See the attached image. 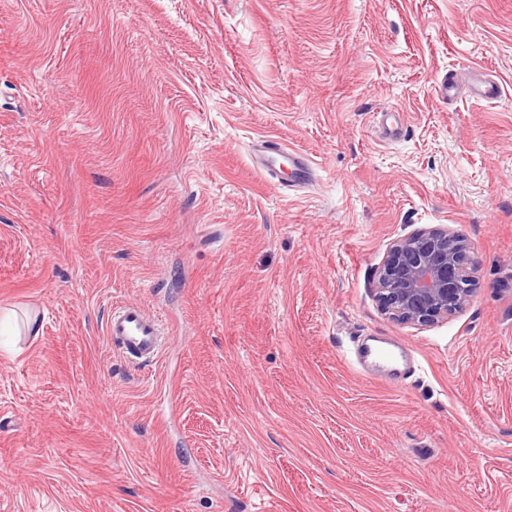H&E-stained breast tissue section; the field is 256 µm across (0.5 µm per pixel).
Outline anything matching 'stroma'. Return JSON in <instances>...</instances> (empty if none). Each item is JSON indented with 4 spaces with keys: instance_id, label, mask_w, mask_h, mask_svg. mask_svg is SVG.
I'll return each instance as SVG.
<instances>
[{
    "instance_id": "obj_1",
    "label": "stroma",
    "mask_w": 512,
    "mask_h": 512,
    "mask_svg": "<svg viewBox=\"0 0 512 512\" xmlns=\"http://www.w3.org/2000/svg\"><path fill=\"white\" fill-rule=\"evenodd\" d=\"M471 71L496 103L438 96ZM434 227L473 294L392 319ZM0 313L39 319L0 333V512H512V0H0ZM254 158L257 168L263 175L275 180L276 171L281 167V161L288 162V168L295 174L296 179L286 185L275 181L278 188L283 190L288 187V191L294 190L301 183H309L314 175V166L311 159L303 152L288 148L273 140L260 141L254 146ZM460 237L447 229L419 231L390 246L379 271L381 308L404 322L427 324L460 310L473 292V276L457 260ZM106 336L112 346L133 365H152L159 358L165 328L158 317L135 302L113 307L106 321Z\"/></svg>"
}]
</instances>
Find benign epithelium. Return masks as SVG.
<instances>
[{
    "instance_id": "obj_1",
    "label": "benign epithelium",
    "mask_w": 512,
    "mask_h": 512,
    "mask_svg": "<svg viewBox=\"0 0 512 512\" xmlns=\"http://www.w3.org/2000/svg\"><path fill=\"white\" fill-rule=\"evenodd\" d=\"M460 237L435 228L399 238L379 271L381 308L410 323L427 324L460 310L473 292L472 272L457 260Z\"/></svg>"
}]
</instances>
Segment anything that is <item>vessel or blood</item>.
Wrapping results in <instances>:
<instances>
[{"label":"vessel or blood","mask_w":512,"mask_h":512,"mask_svg":"<svg viewBox=\"0 0 512 512\" xmlns=\"http://www.w3.org/2000/svg\"><path fill=\"white\" fill-rule=\"evenodd\" d=\"M254 158L260 173L275 177L281 165H288L297 183H309L314 175L311 159L296 149L272 140L258 142ZM105 332L114 348L134 365H152L159 358L165 329L158 317L135 302L114 306Z\"/></svg>","instance_id":"b4317fda"}]
</instances>
